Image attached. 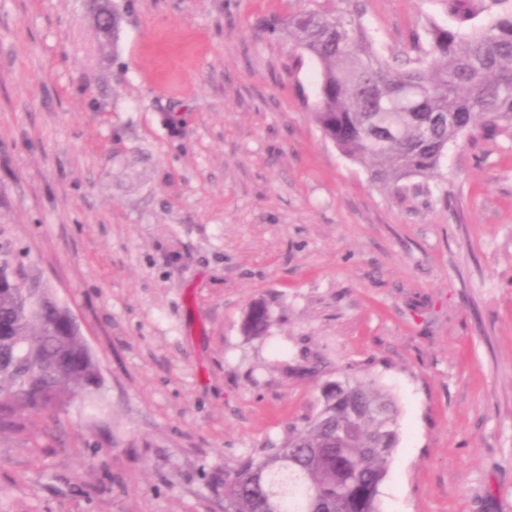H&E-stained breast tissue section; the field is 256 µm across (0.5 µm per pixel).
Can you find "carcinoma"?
Returning <instances> with one entry per match:
<instances>
[{"mask_svg": "<svg viewBox=\"0 0 512 512\" xmlns=\"http://www.w3.org/2000/svg\"><path fill=\"white\" fill-rule=\"evenodd\" d=\"M93 2L100 36L115 35L119 11ZM441 2L455 25L432 23L389 56L374 49L361 0H303L288 15V38L319 65L323 136L380 186L435 177L449 143L478 123L512 138V0ZM482 14L490 21L476 22ZM18 256L0 245V431L10 432L92 395L87 378L98 367L79 336L63 333L61 306L26 279ZM268 322L256 302L243 332L262 336ZM340 383L283 444L224 472V512H380L400 410L372 382Z\"/></svg>", "mask_w": 512, "mask_h": 512, "instance_id": "obj_1", "label": "carcinoma"}]
</instances>
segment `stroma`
I'll return each mask as SVG.
<instances>
[{"label":"stroma","instance_id":"35a3bbf8","mask_svg":"<svg viewBox=\"0 0 512 512\" xmlns=\"http://www.w3.org/2000/svg\"><path fill=\"white\" fill-rule=\"evenodd\" d=\"M0 0V245L100 364L0 432V512H224L226 470L320 388L390 389L381 512H512V139L396 187L325 139L317 65L265 19L299 0ZM382 54L440 0H365ZM264 302V336L242 329ZM95 4L94 16L96 17L97 30L101 37L112 38L117 33L121 23L119 11L111 5L110 0H92ZM112 31V32H111Z\"/></svg>","mask_w":512,"mask_h":512}]
</instances>
